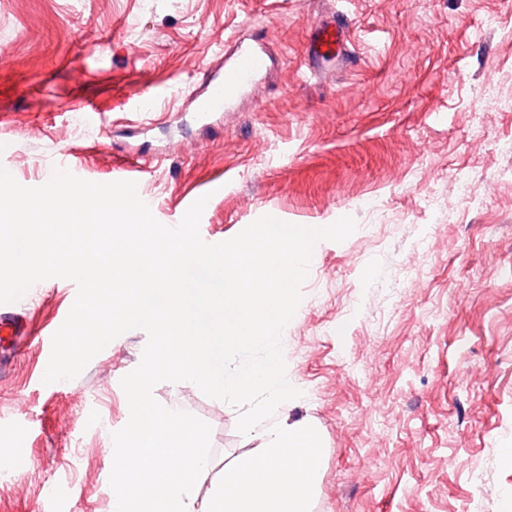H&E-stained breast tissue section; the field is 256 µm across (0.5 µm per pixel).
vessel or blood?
<instances>
[{"instance_id":"obj_1","label":"vessel or blood","mask_w":512,"mask_h":512,"mask_svg":"<svg viewBox=\"0 0 512 512\" xmlns=\"http://www.w3.org/2000/svg\"><path fill=\"white\" fill-rule=\"evenodd\" d=\"M348 43L346 25L335 19L326 20L314 29L310 37L308 61L314 64L327 56H344L348 52ZM269 66L270 56L262 40L256 39L241 46L225 59L221 78L203 74V81L211 85L206 110L229 108L245 91L255 88L258 78L268 71ZM0 335L19 341L25 337L14 304L0 305Z\"/></svg>"}]
</instances>
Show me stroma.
Wrapping results in <instances>:
<instances>
[{
    "label": "stroma",
    "instance_id": "35a3bbf8",
    "mask_svg": "<svg viewBox=\"0 0 512 512\" xmlns=\"http://www.w3.org/2000/svg\"><path fill=\"white\" fill-rule=\"evenodd\" d=\"M341 14L353 64L306 68L318 21ZM265 37V86L201 124L199 72ZM512 96V0H0V165L27 187L60 162L97 183L145 166L162 224L210 182L201 233L226 241L263 215L315 246L285 327L299 401L276 418L322 438L311 512H512V111L484 110L489 75ZM92 101L96 123L68 102ZM468 170L475 199L454 184ZM379 211L358 204L369 193ZM67 280L20 300L23 348L0 375V512H112L111 434L147 335L111 341L82 373L41 386ZM211 428L213 471L250 451L236 407L197 386L153 390Z\"/></svg>",
    "mask_w": 512,
    "mask_h": 512
}]
</instances>
